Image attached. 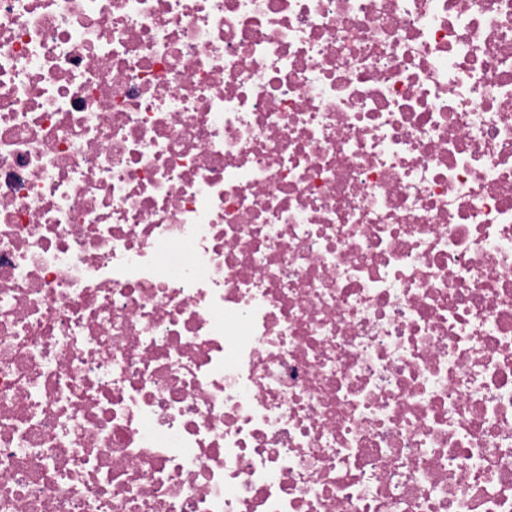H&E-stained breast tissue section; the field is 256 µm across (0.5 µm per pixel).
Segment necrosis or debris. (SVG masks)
Instances as JSON below:
<instances>
[{"instance_id": "necrosis-or-debris-1", "label": "necrosis or debris", "mask_w": 512, "mask_h": 512, "mask_svg": "<svg viewBox=\"0 0 512 512\" xmlns=\"http://www.w3.org/2000/svg\"><path fill=\"white\" fill-rule=\"evenodd\" d=\"M0 512H512V0H0Z\"/></svg>"}]
</instances>
